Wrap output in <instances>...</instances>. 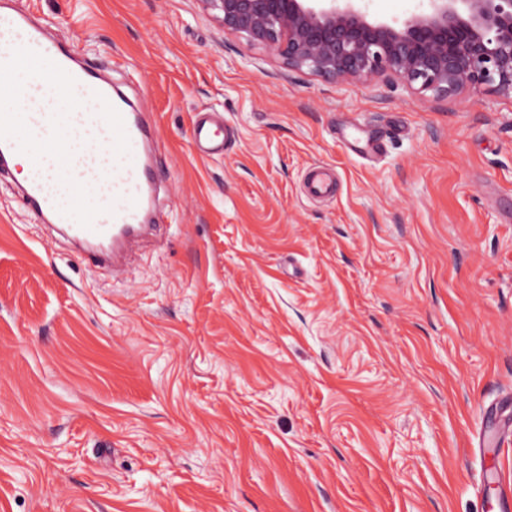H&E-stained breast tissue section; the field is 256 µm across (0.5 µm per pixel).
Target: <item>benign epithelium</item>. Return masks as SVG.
<instances>
[{"mask_svg":"<svg viewBox=\"0 0 512 512\" xmlns=\"http://www.w3.org/2000/svg\"><path fill=\"white\" fill-rule=\"evenodd\" d=\"M198 2L292 71L332 82L401 78L438 99L467 86L512 96V0H427L400 25L369 22L360 0Z\"/></svg>","mask_w":512,"mask_h":512,"instance_id":"obj_1","label":"benign epithelium"}]
</instances>
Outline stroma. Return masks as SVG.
Masks as SVG:
<instances>
[{
  "mask_svg": "<svg viewBox=\"0 0 512 512\" xmlns=\"http://www.w3.org/2000/svg\"><path fill=\"white\" fill-rule=\"evenodd\" d=\"M14 6L143 99L168 218L115 280L0 180V512H492L512 98L291 71L197 0ZM231 136L224 128V118L215 112H198L195 114L191 129L190 143L201 158L220 157ZM323 168L322 166L316 167L315 172L308 180V194L312 197H322L335 192V186L331 182L329 172Z\"/></svg>",
  "mask_w": 512,
  "mask_h": 512,
  "instance_id": "1",
  "label": "stroma"
}]
</instances>
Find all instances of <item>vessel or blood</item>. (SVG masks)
I'll use <instances>...</instances> for the list:
<instances>
[{
    "mask_svg": "<svg viewBox=\"0 0 512 512\" xmlns=\"http://www.w3.org/2000/svg\"><path fill=\"white\" fill-rule=\"evenodd\" d=\"M7 21L0 94H14L18 71L27 70L34 109L0 113V174L30 153L18 188L31 213L58 226L77 253L120 271L133 245L158 229L154 196L165 173L148 152L154 130L113 91L108 67L83 62L28 14ZM230 139L223 117L195 114L190 143L199 157L223 156Z\"/></svg>",
    "mask_w": 512,
    "mask_h": 512,
    "instance_id": "obj_1",
    "label": "vessel or blood"
}]
</instances>
